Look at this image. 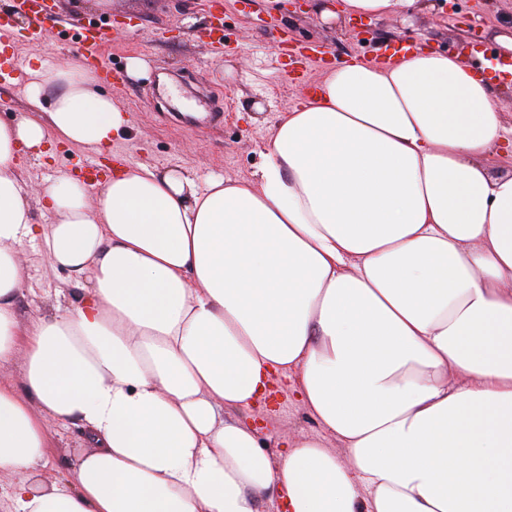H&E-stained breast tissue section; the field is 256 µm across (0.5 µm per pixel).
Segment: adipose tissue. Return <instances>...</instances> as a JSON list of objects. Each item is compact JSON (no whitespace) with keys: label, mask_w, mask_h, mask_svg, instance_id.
Instances as JSON below:
<instances>
[{"label":"adipose tissue","mask_w":512,"mask_h":512,"mask_svg":"<svg viewBox=\"0 0 512 512\" xmlns=\"http://www.w3.org/2000/svg\"><path fill=\"white\" fill-rule=\"evenodd\" d=\"M24 72L29 109L0 122V366L24 359L22 386L0 377L6 512H512V171L485 162L507 130L478 69L421 46L344 61L250 178L136 163L34 203L20 149L96 153L131 123L79 65ZM31 243L78 295L24 326ZM275 373L345 456L316 438L272 456L240 419ZM71 421L91 449L34 483Z\"/></svg>","instance_id":"ef3b65f1"}]
</instances>
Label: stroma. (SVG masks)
<instances>
[{"mask_svg": "<svg viewBox=\"0 0 512 512\" xmlns=\"http://www.w3.org/2000/svg\"><path fill=\"white\" fill-rule=\"evenodd\" d=\"M218 8L224 15L225 47L220 53L209 50L205 39ZM58 12L84 25L119 23L123 33L112 46L113 65L125 68L132 56L147 62L146 74L125 76L117 95L132 121L123 144L134 160L189 168L203 178H247L261 163V151L278 114L303 96L287 67L288 54L295 50L310 56L307 73L314 84L324 63L373 59L398 44L471 54L472 65L491 77L503 123L512 128V89H505L491 67L492 58L504 54L499 37L512 38V0H496L491 8L483 0H445L437 11L418 13L409 21L398 16L369 20L365 34L351 23L322 19L311 0L298 7L287 0H109L104 8L96 7L94 0H84L80 8L75 0H58ZM279 36L286 41L287 53L278 51ZM15 59L21 67L75 62L74 37L67 33L49 46L23 45ZM257 103L263 107L258 114L253 111ZM46 150L38 160L21 158L23 178L35 191L63 175L68 162L65 144L55 142ZM20 261L21 319L53 315L58 273L30 246L23 249ZM241 417L264 427L275 454L287 451L297 440L322 434L284 382L266 405L246 410ZM52 431L55 468L40 472L41 483L66 473L87 447L81 423L56 425Z\"/></svg>", "mask_w": 512, "mask_h": 512, "instance_id": "stroma-1", "label": "stroma"}]
</instances>
